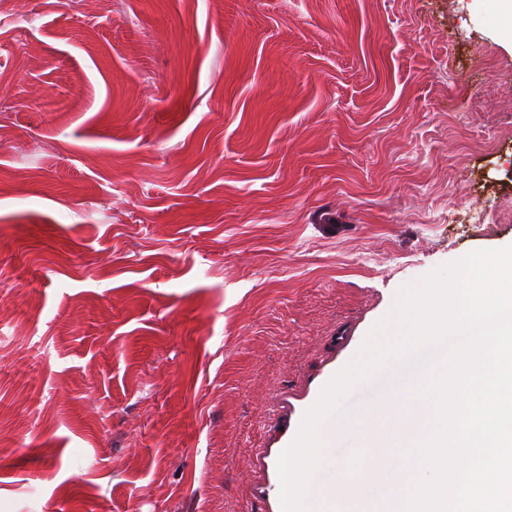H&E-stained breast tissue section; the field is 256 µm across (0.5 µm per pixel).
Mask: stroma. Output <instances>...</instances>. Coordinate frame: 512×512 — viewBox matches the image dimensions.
<instances>
[{
  "label": "stroma",
  "mask_w": 512,
  "mask_h": 512,
  "mask_svg": "<svg viewBox=\"0 0 512 512\" xmlns=\"http://www.w3.org/2000/svg\"><path fill=\"white\" fill-rule=\"evenodd\" d=\"M27 8L0 57V512H282L280 454L401 288L512 247L498 0Z\"/></svg>",
  "instance_id": "stroma-1"
}]
</instances>
